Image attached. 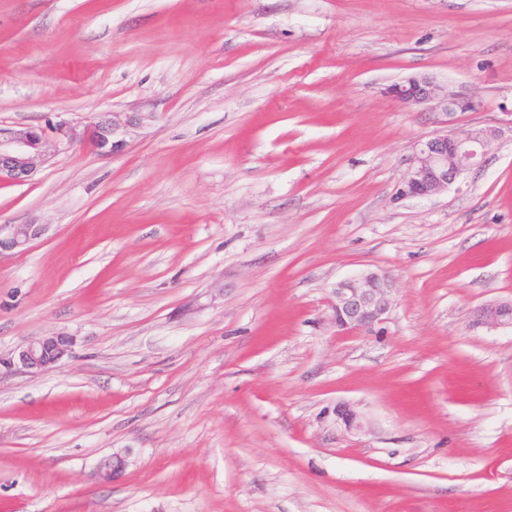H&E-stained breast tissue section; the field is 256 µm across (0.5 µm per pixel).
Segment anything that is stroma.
<instances>
[{
	"label": "stroma",
	"instance_id": "35a3bbf8",
	"mask_svg": "<svg viewBox=\"0 0 512 512\" xmlns=\"http://www.w3.org/2000/svg\"><path fill=\"white\" fill-rule=\"evenodd\" d=\"M418 74L482 108L384 95ZM106 114L143 118L114 154L57 130ZM511 122L512 0H0V128L53 146L0 183L46 227L0 255V512H512V330L472 323L512 298ZM476 126L480 167L401 196ZM368 271L393 308L339 333ZM500 135L496 127H475L458 135L439 131L416 144L402 189L407 197H428L445 191L479 167L489 145ZM392 282L379 272L340 281L332 290V319L341 331H362L383 322L392 309ZM71 354V337L65 334H56L31 340L19 352L18 361L25 372L40 375L59 368Z\"/></svg>",
	"mask_w": 512,
	"mask_h": 512
}]
</instances>
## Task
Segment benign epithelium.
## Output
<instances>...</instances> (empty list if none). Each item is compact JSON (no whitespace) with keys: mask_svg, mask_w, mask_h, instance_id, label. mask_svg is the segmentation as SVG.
I'll list each match as a JSON object with an SVG mask.
<instances>
[{"mask_svg":"<svg viewBox=\"0 0 512 512\" xmlns=\"http://www.w3.org/2000/svg\"><path fill=\"white\" fill-rule=\"evenodd\" d=\"M385 95L405 106L428 105L446 117L475 112L481 101L464 86L449 88L434 77L408 76L385 88ZM121 124L107 116L78 130L61 125L69 142L78 141L107 154L124 145L119 138ZM500 135L496 127H475L458 135L439 131L416 144L415 153L402 189L407 197H428L448 190L467 172L479 167L489 145ZM49 154V142L40 129H0V181L24 183L31 179ZM45 232L42 224L0 225V252H24ZM332 319L341 331H362L383 322L392 309V282L379 272H366L340 281L332 290ZM476 325L512 329V299L484 303L472 312ZM72 354L71 337L65 334L31 340L18 354L20 367L40 375L56 370ZM336 418L347 431L362 428V416L348 405L336 409ZM126 459L112 456L109 465L99 466L102 480L109 481L123 472Z\"/></svg>","mask_w":512,"mask_h":512,"instance_id":"benign-epithelium-1","label":"benign epithelium"}]
</instances>
